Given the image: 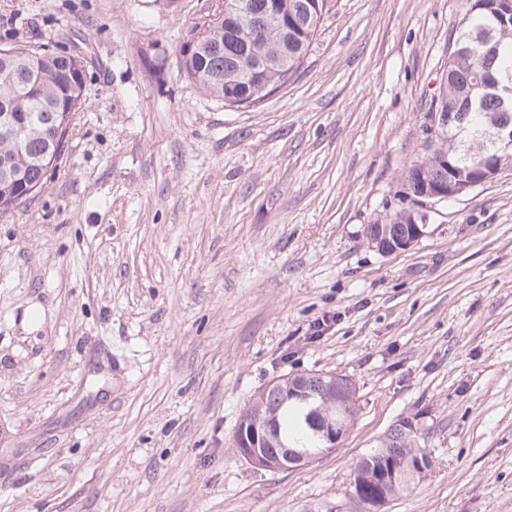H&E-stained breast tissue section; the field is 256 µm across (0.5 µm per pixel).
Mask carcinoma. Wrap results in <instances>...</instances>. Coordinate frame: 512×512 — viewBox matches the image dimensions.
Here are the masks:
<instances>
[{"instance_id":"carcinoma-1","label":"carcinoma","mask_w":512,"mask_h":512,"mask_svg":"<svg viewBox=\"0 0 512 512\" xmlns=\"http://www.w3.org/2000/svg\"><path fill=\"white\" fill-rule=\"evenodd\" d=\"M251 21L247 24L224 19L201 37L192 54L180 51V71L208 95L222 93L238 103L254 93L265 98L271 89L295 74L314 40L320 24L332 9V0H288V15L277 23L262 22L266 0H249ZM464 28L456 38L460 52L448 60V75L434 104L436 112H466V133L458 136L457 152L448 153L443 142L421 162H413L405 173L402 188L414 189L419 168L426 167L435 179H445L447 163L454 172L474 175L483 165L512 164V153L489 156L484 150L481 131L490 122H512V106L479 88V81L512 74V24L504 26L497 17V0H464ZM493 32L494 47L487 48L480 35ZM259 40L266 51L281 57L279 65L252 72L255 62L244 54V45ZM66 65L54 59L31 56L26 47L16 46L12 55H0V113L3 106L25 116L30 127L25 151L15 166L22 179L40 184L48 167L61 152L62 140L55 139L61 112L77 111L86 103L84 80L64 79ZM21 203L9 185L0 186V215L8 214ZM412 215L405 209L394 212L390 235L408 231ZM310 399L289 398L288 390L265 389L245 411L244 417L260 415L268 422L271 436L269 455L276 457L286 448H311L319 455L322 443L310 425L314 406L348 397L341 389L325 384L321 374L308 373L301 382ZM401 419L386 434L380 446L360 458L351 472L352 492L362 497L387 490L390 496L409 488L414 478L406 476L414 457L423 455L415 438L404 433Z\"/></svg>"}]
</instances>
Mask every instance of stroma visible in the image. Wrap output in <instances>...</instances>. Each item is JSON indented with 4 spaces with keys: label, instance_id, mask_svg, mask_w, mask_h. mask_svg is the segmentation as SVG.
<instances>
[{
    "label": "stroma",
    "instance_id": "35a3bbf8",
    "mask_svg": "<svg viewBox=\"0 0 512 512\" xmlns=\"http://www.w3.org/2000/svg\"><path fill=\"white\" fill-rule=\"evenodd\" d=\"M206 6L0 0V46L80 55L86 95L0 216V512H362L350 471L406 417L433 465L384 512H512V164L410 250L364 234L437 144L462 0H333L238 109L179 71ZM317 371L353 379L354 426L254 468L255 394Z\"/></svg>",
    "mask_w": 512,
    "mask_h": 512
}]
</instances>
